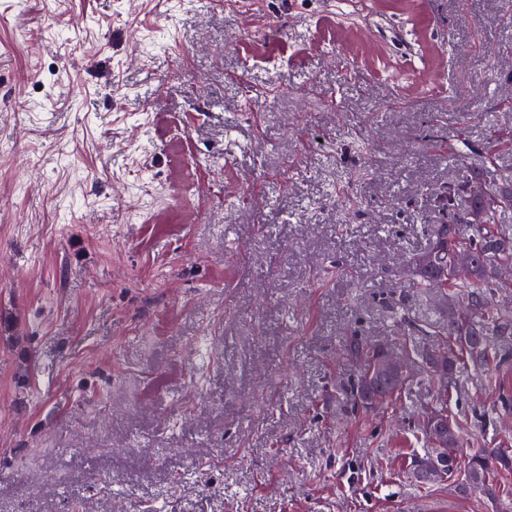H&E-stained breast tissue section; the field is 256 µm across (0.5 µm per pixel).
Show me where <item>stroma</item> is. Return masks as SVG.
<instances>
[{
  "label": "stroma",
  "mask_w": 512,
  "mask_h": 512,
  "mask_svg": "<svg viewBox=\"0 0 512 512\" xmlns=\"http://www.w3.org/2000/svg\"><path fill=\"white\" fill-rule=\"evenodd\" d=\"M255 8L0 0V512H512V473L464 487L512 453V370L341 392L352 337L443 341L407 263L512 132V0ZM439 411H446L447 414H442L441 417L447 418L448 420V446L447 448H441L438 450L437 448H432V452H428L422 457H418L415 460L414 464V474L420 482L430 483L437 481L442 478L443 475H447L452 472L454 467H456V451L459 447L458 438H459V425L457 420L452 416L448 415L447 407L439 409ZM435 454V456H434ZM441 454L448 459L446 464L440 463L438 460V455ZM435 457V460H434ZM437 465L438 471L430 473V475L426 477H420V474L426 471L430 466ZM512 470V455L500 449L475 453L468 460L466 481L468 486L487 487L490 476L497 471Z\"/></svg>",
  "instance_id": "obj_1"
}]
</instances>
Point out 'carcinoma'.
<instances>
[{"mask_svg": "<svg viewBox=\"0 0 512 512\" xmlns=\"http://www.w3.org/2000/svg\"><path fill=\"white\" fill-rule=\"evenodd\" d=\"M488 154V161L482 168L463 169L456 184L436 194L442 201L441 209L453 211L452 219L433 225L429 248L411 261L413 287L428 296L446 294L451 301L459 297L471 309L470 319L457 321L447 314L440 315L441 334L448 337V342L420 354L423 371L446 392L456 388L457 373L462 366L468 364L485 372L500 364L499 340L512 336V310H502L494 304L497 289L512 287L511 281L501 277L503 270L512 268V244L504 245L498 233L502 212L512 209V182L498 177L493 147H488ZM473 181L484 186L489 200L487 206H481L480 200L468 191ZM474 210L481 211L478 223L460 221V216ZM458 253H466L471 258L464 277L457 276L451 268ZM383 351L382 346L361 338H354L346 345V358L359 364V371L346 386L352 409L365 408L369 394L388 388L386 384L379 388L370 385L374 361ZM445 418L448 420V446L440 450L434 448L415 460L414 474L423 483L434 482L456 467L459 425L453 416L447 414ZM511 470V454L498 448L485 450L468 460L466 481L472 487L481 488L495 472Z\"/></svg>", "mask_w": 512, "mask_h": 512, "instance_id": "cac0c4a2", "label": "carcinoma"}]
</instances>
